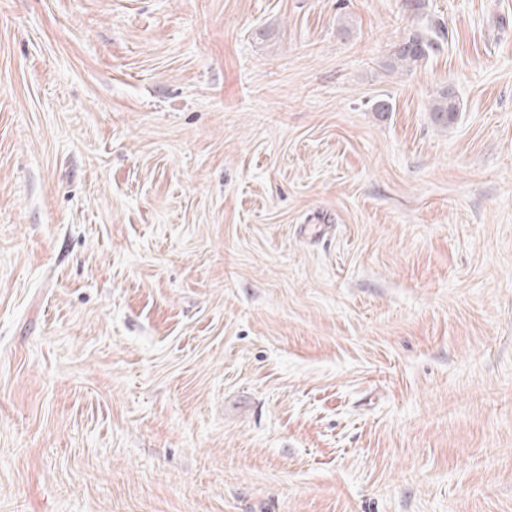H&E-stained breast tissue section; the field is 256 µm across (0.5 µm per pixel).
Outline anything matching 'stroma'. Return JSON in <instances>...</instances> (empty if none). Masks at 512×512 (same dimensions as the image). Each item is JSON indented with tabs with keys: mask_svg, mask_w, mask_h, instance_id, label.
I'll return each mask as SVG.
<instances>
[{
	"mask_svg": "<svg viewBox=\"0 0 512 512\" xmlns=\"http://www.w3.org/2000/svg\"><path fill=\"white\" fill-rule=\"evenodd\" d=\"M422 3L0 0V512H512V0ZM433 50L434 43L425 35L415 30L409 31L404 38L394 44L391 61L400 67L414 69L426 61ZM432 112L443 123H453L460 112L459 106L452 92L448 89L442 91L432 105Z\"/></svg>",
	"mask_w": 512,
	"mask_h": 512,
	"instance_id": "1",
	"label": "stroma"
}]
</instances>
